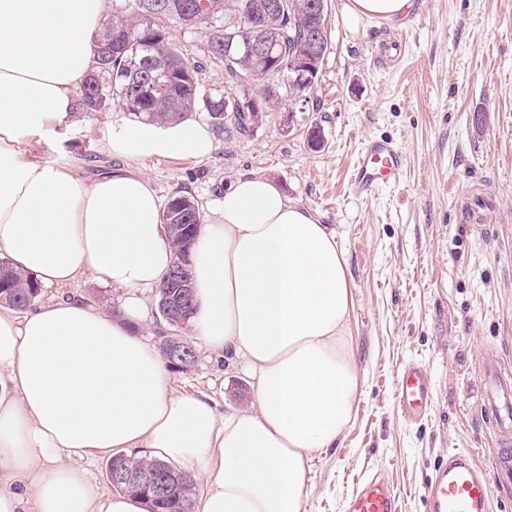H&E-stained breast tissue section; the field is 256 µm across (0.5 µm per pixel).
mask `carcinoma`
<instances>
[{"label":"carcinoma","instance_id":"obj_1","mask_svg":"<svg viewBox=\"0 0 512 512\" xmlns=\"http://www.w3.org/2000/svg\"><path fill=\"white\" fill-rule=\"evenodd\" d=\"M202 19L187 25V15ZM328 0H123L112 9V18L102 25L95 45L89 76L80 90L76 109L92 115L105 112L113 102L123 111L144 119L169 122L204 108L219 131L227 126L241 133L259 127L267 113L278 111L282 98L280 72L293 76L288 83L294 100L310 93L320 70L293 71L291 61L310 55L319 45V56L330 49L326 26ZM238 16L237 25L224 27L229 17ZM176 24L200 32L207 46L208 60L224 68L228 89L239 88L242 97L231 102L224 92H202L203 64L193 52L171 43L170 27ZM152 56L158 81L164 83L160 100L129 105L130 86L142 78L146 56ZM162 213L171 224H200L201 213L193 198L175 194ZM176 261L171 271L189 266V249L182 237L169 234ZM180 283L167 276L158 298L177 307L182 299ZM42 294V286L23 275L6 260L0 261V302L17 309L31 307ZM123 464L138 470L176 476L171 494L149 504L155 512H191L189 485L178 479L180 471L169 463L150 458L130 459Z\"/></svg>","mask_w":512,"mask_h":512}]
</instances>
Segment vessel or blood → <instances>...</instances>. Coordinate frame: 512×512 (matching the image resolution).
I'll use <instances>...</instances> for the list:
<instances>
[{
    "label": "vessel or blood",
    "instance_id": "vessel-or-blood-1",
    "mask_svg": "<svg viewBox=\"0 0 512 512\" xmlns=\"http://www.w3.org/2000/svg\"><path fill=\"white\" fill-rule=\"evenodd\" d=\"M405 164L401 149L388 140H370L358 154L352 169L355 192L368 196L400 175ZM482 407L498 446L495 468L512 476V371L490 358L481 366ZM398 411L407 421L425 416L433 403L426 367L417 361L402 364L396 373ZM493 485L489 473L469 452L455 451L440 465L427 491V512H490ZM345 512H397L395 497L381 476L363 483L345 506Z\"/></svg>",
    "mask_w": 512,
    "mask_h": 512
}]
</instances>
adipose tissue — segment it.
Here are the masks:
<instances>
[{"label": "adipose tissue", "mask_w": 512, "mask_h": 512, "mask_svg": "<svg viewBox=\"0 0 512 512\" xmlns=\"http://www.w3.org/2000/svg\"><path fill=\"white\" fill-rule=\"evenodd\" d=\"M411 0H343L349 27L395 20ZM107 0H0V256L42 285L84 273L124 296L117 317L72 298L0 311V512H145L95 491L71 459L140 448L198 472L195 512H304L311 463L335 447L360 394L346 254L328 225L272 180L240 176L190 260L196 337L241 361L253 400L218 414L178 394L159 352L133 329L141 296L176 260L151 181L92 183L24 156L25 134L60 126L94 57ZM105 151L129 162L210 155L187 117L109 125Z\"/></svg>", "instance_id": "obj_1"}]
</instances>
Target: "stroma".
I'll list each match as a JSON object with an SVG mask.
<instances>
[{
	"mask_svg": "<svg viewBox=\"0 0 512 512\" xmlns=\"http://www.w3.org/2000/svg\"><path fill=\"white\" fill-rule=\"evenodd\" d=\"M330 0L331 47L307 101L282 102L248 134L217 133L206 158L152 157L131 164L101 147L118 108L74 113L68 128L22 138L35 160L73 163L85 182L133 168L161 200L192 196L203 220L243 173L276 180L288 197L334 229L349 265L351 329L361 394L336 447L312 462L306 512H344L371 474L385 477L398 512H427L425 495L452 450L491 467L494 438L481 402L480 366L512 369V0H412L401 19L350 31ZM324 144H308L313 130ZM405 156L398 183L368 198L351 187L369 139ZM82 298L120 314L118 293L85 274L44 287L41 303ZM180 392L217 410L247 405L252 381L236 363L198 346ZM409 360L426 365L434 404L409 424L393 382Z\"/></svg>",
	"mask_w": 512,
	"mask_h": 512,
	"instance_id": "35a3bbf8",
	"label": "stroma"
}]
</instances>
